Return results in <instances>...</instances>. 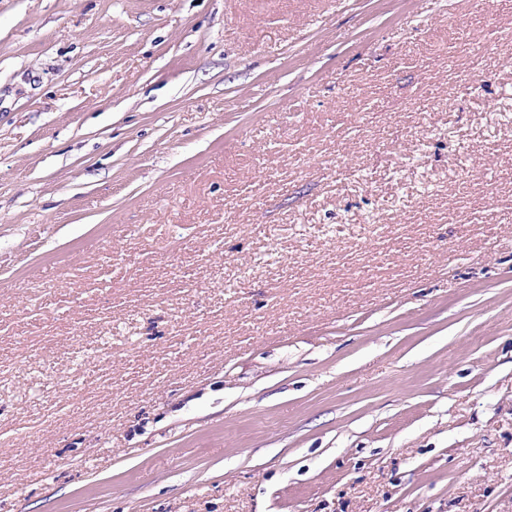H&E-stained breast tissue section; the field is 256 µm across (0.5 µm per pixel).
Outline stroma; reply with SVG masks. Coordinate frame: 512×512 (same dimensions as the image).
<instances>
[{
	"label": "stroma",
	"mask_w": 512,
	"mask_h": 512,
	"mask_svg": "<svg viewBox=\"0 0 512 512\" xmlns=\"http://www.w3.org/2000/svg\"><path fill=\"white\" fill-rule=\"evenodd\" d=\"M0 512H512V0H0Z\"/></svg>",
	"instance_id": "1"
}]
</instances>
